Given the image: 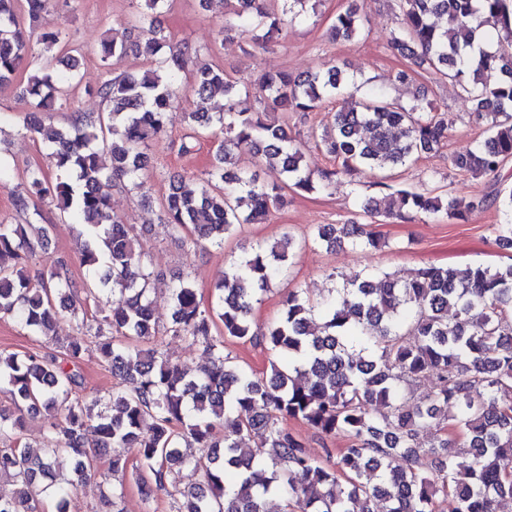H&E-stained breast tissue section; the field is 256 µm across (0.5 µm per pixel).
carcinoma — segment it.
I'll return each mask as SVG.
<instances>
[{"instance_id": "carcinoma-1", "label": "carcinoma", "mask_w": 512, "mask_h": 512, "mask_svg": "<svg viewBox=\"0 0 512 512\" xmlns=\"http://www.w3.org/2000/svg\"><path fill=\"white\" fill-rule=\"evenodd\" d=\"M137 28L151 38L104 39L102 61L129 51L150 59L142 76L106 78L95 94L105 105L94 116L73 111L70 129L45 135L57 174L27 170V195L14 199L26 212L33 199L51 197L79 226L80 264L92 282L61 275L62 262L33 278L29 258L43 246L49 226L0 224V313L14 316L34 336L52 337L64 312L79 335L54 352L0 350V392L17 412L0 409V476L15 483L0 495V512H34L50 490L55 512H68L75 486L96 476L132 472L145 495L183 469L204 482L176 489L173 512H267L276 494L291 512H435L437 496H452L455 512H499L512 499V264L497 267L426 265L402 280L369 270L312 302L297 288L265 328L251 320L254 303L294 256L287 233L233 259L217 286L218 302L205 308L193 284L179 277L170 287L172 336L199 345L210 365L191 375L153 339L161 333L150 297L160 274L148 266L123 219L112 213L109 187H140L149 142L165 128L166 114L189 95L194 136L216 142L211 168L198 194L175 188L160 213L170 235L190 244L224 240L244 223H259L286 191L329 187L337 175L393 171L448 140L445 113L415 100H389L381 88L350 87L334 65L322 71L267 73L250 85L200 60L189 45L165 43L154 14L172 0H141ZM226 0L229 22L255 45L276 43L285 22L307 18L312 0ZM401 21L390 44L401 56L457 84L482 120L488 139L452 159L474 177H500L512 160V0H396ZM52 0H0V88L24 64L34 66L21 90L30 109L23 125L43 133L37 114L70 105L77 85L75 48L63 32L44 30L41 48L30 43L24 19L39 21ZM364 32L350 7L338 13L331 36L349 40ZM499 71L493 85L484 74ZM254 95V112L236 109L239 90ZM224 97L219 112L205 104ZM339 99L321 134L336 169L314 178L303 146L287 132L289 115L308 114ZM248 152L280 167L285 180L265 185L235 169L234 153ZM111 164L105 165L102 156ZM359 200L372 218H446L464 223L490 204L503 206L495 241L512 250V188L465 201L452 194L397 188ZM311 242L350 243L378 249L385 241L361 224H326ZM119 295L103 317L90 309L99 289ZM454 309L448 319V309ZM415 341L407 343L406 337ZM262 345L273 353L270 378L258 377L224 353V338ZM120 385L112 411H94L78 394L87 340ZM430 376V399L410 406L405 391ZM47 412L55 443L35 447L22 438L25 415ZM299 421L348 446L320 461L284 425ZM257 438L254 447L246 443ZM73 459L71 475L56 482L59 459ZM468 457L462 468L456 458Z\"/></svg>"}]
</instances>
